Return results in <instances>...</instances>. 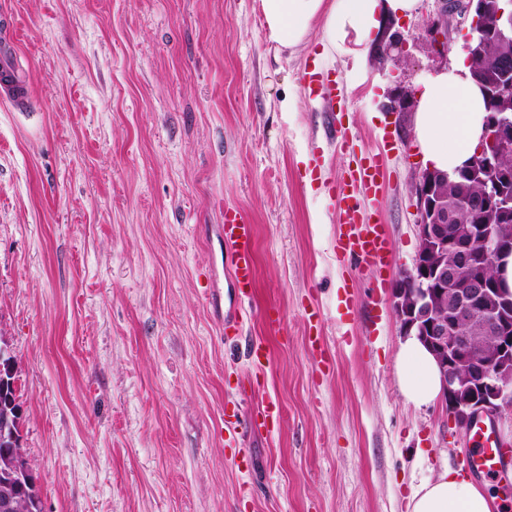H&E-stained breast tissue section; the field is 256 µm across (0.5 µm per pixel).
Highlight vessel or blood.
I'll return each mask as SVG.
<instances>
[{"mask_svg": "<svg viewBox=\"0 0 512 512\" xmlns=\"http://www.w3.org/2000/svg\"><path fill=\"white\" fill-rule=\"evenodd\" d=\"M0 70L13 71L17 61L19 23L10 13L0 17ZM31 88L1 87L0 101L16 111H24L30 103ZM364 185L373 197H380L383 188V171L379 156L360 159L351 169L346 180L336 183L334 195L343 225L336 239V252L341 257L354 260L359 267L386 274L390 268L392 242L383 224L375 219L359 221L357 208L352 203L351 187ZM227 247L228 275L232 280L239 299H247L254 281V237L253 226L238 209L224 212V221L217 227ZM472 436L479 448L473 455L470 466L478 472L491 474L500 461V450L493 444L488 430H473Z\"/></svg>", "mask_w": 512, "mask_h": 512, "instance_id": "1", "label": "vessel or blood"}]
</instances>
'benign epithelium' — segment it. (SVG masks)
<instances>
[{"instance_id":"1","label":"benign epithelium","mask_w":512,"mask_h":512,"mask_svg":"<svg viewBox=\"0 0 512 512\" xmlns=\"http://www.w3.org/2000/svg\"><path fill=\"white\" fill-rule=\"evenodd\" d=\"M473 16L474 36L491 32L504 45L512 44V0H435L426 20V38L432 50L447 53L448 16ZM382 43L394 49L395 59L405 55L407 39L395 30ZM503 104L486 115V136L493 153L512 152V75L495 87ZM415 97L412 88L401 86L382 105L386 112H400ZM419 249L413 269L392 289L393 308L404 335L411 334L436 358L442 381V396L448 419L467 430L479 420L496 423L512 419V292L499 280L487 277L474 263L473 242L480 241L496 255L512 253V236L505 235V222L512 219V193L499 185L467 205L487 209L502 224L454 226L457 209L436 193L435 172L426 169L412 187ZM446 312H440V309ZM479 323L481 335L470 336L465 328ZM8 374L18 373L17 358L0 335V362ZM8 482L0 484V512H27L28 500L17 490L30 487L35 494L32 466L19 448L11 449L0 465Z\"/></svg>"}]
</instances>
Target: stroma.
I'll use <instances>...</instances> for the list:
<instances>
[{
	"mask_svg": "<svg viewBox=\"0 0 512 512\" xmlns=\"http://www.w3.org/2000/svg\"><path fill=\"white\" fill-rule=\"evenodd\" d=\"M3 7L33 105L0 103V335L20 360L42 512H408L422 482L463 468L471 437L397 384L391 293L419 248L412 185L426 165L412 113L381 105L445 65L425 42L431 0L398 23L400 64L325 62L332 99L303 81L316 38L280 47L259 0ZM336 107L344 148L325 133ZM376 153L395 255L381 286L337 258L327 190ZM228 207L255 233L229 340L204 296ZM270 401L273 428L251 431Z\"/></svg>",
	"mask_w": 512,
	"mask_h": 512,
	"instance_id": "obj_1",
	"label": "stroma"
}]
</instances>
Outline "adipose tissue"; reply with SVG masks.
<instances>
[{"instance_id": "1", "label": "adipose tissue", "mask_w": 512, "mask_h": 512, "mask_svg": "<svg viewBox=\"0 0 512 512\" xmlns=\"http://www.w3.org/2000/svg\"><path fill=\"white\" fill-rule=\"evenodd\" d=\"M267 30L275 42L293 48L320 26L324 57L351 55L362 60L378 42L386 22L412 18L419 0H260ZM482 96L472 81L470 64L461 59L421 83L414 114V133L430 169L450 172L464 167L484 135ZM398 386L408 402L427 405L439 397L438 363L416 338L408 336L398 353ZM495 499L470 477L444 469L425 482L409 502L410 512H492Z\"/></svg>"}]
</instances>
